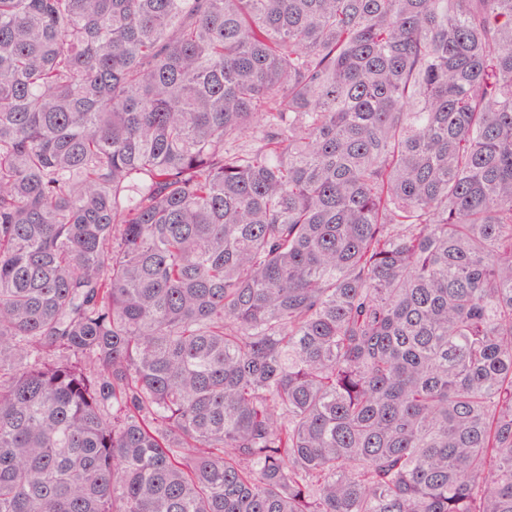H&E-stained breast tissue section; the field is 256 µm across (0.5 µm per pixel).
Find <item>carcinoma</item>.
<instances>
[{"instance_id":"1","label":"carcinoma","mask_w":512,"mask_h":512,"mask_svg":"<svg viewBox=\"0 0 512 512\" xmlns=\"http://www.w3.org/2000/svg\"><path fill=\"white\" fill-rule=\"evenodd\" d=\"M0 512H512V0H0Z\"/></svg>"}]
</instances>
